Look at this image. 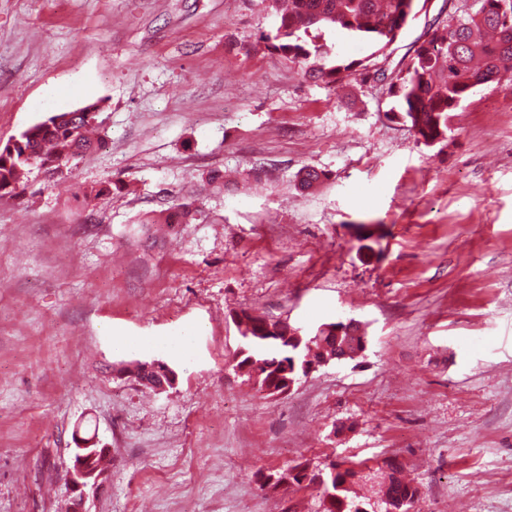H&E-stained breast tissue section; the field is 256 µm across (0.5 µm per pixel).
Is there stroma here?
<instances>
[{"instance_id": "obj_1", "label": "stroma", "mask_w": 512, "mask_h": 512, "mask_svg": "<svg viewBox=\"0 0 512 512\" xmlns=\"http://www.w3.org/2000/svg\"><path fill=\"white\" fill-rule=\"evenodd\" d=\"M442 3L379 55L326 33L367 62L336 89L267 46L268 0H0V141L91 104L101 140L0 200V512H66L78 436L111 458L83 512H320L263 483L299 462L356 466L375 508L390 459L422 512H512V96L477 87L428 146L376 77ZM243 310L368 348L266 396L233 368ZM188 329L191 355L151 345ZM145 366L148 371L154 372L157 376H159L162 380L161 386H156L151 381L144 379L142 383L147 385L148 387H153L156 391H162L167 389L168 384L172 385L175 381L176 375L175 372L165 363L159 361H153L151 363H141ZM146 371L142 367H135L132 373L135 375L136 379L140 381V379L146 377L150 372Z\"/></svg>"}]
</instances>
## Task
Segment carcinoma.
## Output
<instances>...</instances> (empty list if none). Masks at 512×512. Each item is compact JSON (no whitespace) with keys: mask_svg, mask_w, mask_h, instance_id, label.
Returning a JSON list of instances; mask_svg holds the SVG:
<instances>
[{"mask_svg":"<svg viewBox=\"0 0 512 512\" xmlns=\"http://www.w3.org/2000/svg\"><path fill=\"white\" fill-rule=\"evenodd\" d=\"M418 0H288L281 10L280 22L272 37L271 48L297 62L309 64V72L331 85L364 66L362 60H349L335 53L332 64L325 63L328 52L309 45L312 31L338 30L366 41L385 52L398 39L415 16ZM512 73V0H480V8L461 16L456 25L436 17L423 43L389 73L375 71L390 80V88L400 101L401 118L410 124L417 138L430 145L445 137L450 113L479 86L501 82V74ZM48 125L44 122L23 131L13 149L0 148V199L13 196L28 167L37 165L53 177H63L72 163L100 146L89 136L93 119L78 115ZM242 350L236 368L246 372L258 387L280 395L285 379L298 380L302 364L310 358L325 357L337 361L341 356L354 359L361 340L367 339L359 327L338 336L328 331L309 342L302 339L282 342L288 333L283 321H270L246 311L239 317ZM391 473L385 501L406 500L416 508L419 492L410 481ZM287 483L301 485L305 480L319 481L322 512H356L360 502L350 496L351 485L359 476L354 467L330 464L319 478L308 477L302 464L280 473Z\"/></svg>","mask_w":512,"mask_h":512,"instance_id":"obj_1","label":"carcinoma"}]
</instances>
